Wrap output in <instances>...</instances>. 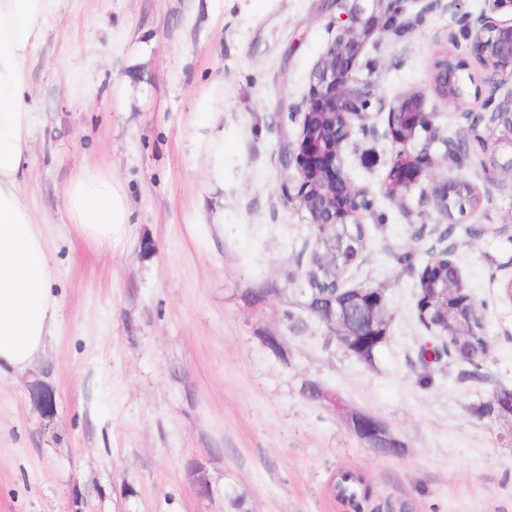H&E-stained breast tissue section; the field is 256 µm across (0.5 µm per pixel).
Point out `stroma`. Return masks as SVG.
<instances>
[{"mask_svg": "<svg viewBox=\"0 0 512 512\" xmlns=\"http://www.w3.org/2000/svg\"><path fill=\"white\" fill-rule=\"evenodd\" d=\"M485 0H440L405 36L371 39L357 74L395 97L424 90L435 61L464 44L461 15ZM339 10L319 0H59L29 61L39 114L24 191L51 224L62 189L85 166L125 193L128 231L102 248L56 241L62 322L37 368L0 380V512H346L333 483L346 470L374 490L373 512H512V425L474 407L512 388V182L476 167L436 169L477 186L481 204L440 239L429 206L405 211L380 187L402 144L379 117L355 133L345 171L368 188L367 247L344 287L386 291L389 333L366 365L329 341L306 307L301 269L314 244L299 182L280 161L297 139L310 76L334 39ZM469 59L466 98H428L441 140L459 139L488 94ZM224 149L213 186L207 148ZM482 226L480 238L466 235ZM454 252L483 302L487 383L462 385L443 360L418 382L427 333L416 270ZM413 254V270L396 261ZM281 337L285 357L262 339ZM341 408L309 399L307 383ZM55 393L46 418L29 391ZM367 412L402 443L376 454L347 423ZM214 490L199 497L197 477ZM244 493L242 510L225 486Z\"/></svg>", "mask_w": 512, "mask_h": 512, "instance_id": "obj_1", "label": "stroma"}]
</instances>
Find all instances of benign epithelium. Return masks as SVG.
Wrapping results in <instances>:
<instances>
[{
	"label": "benign epithelium",
	"instance_id": "benign-epithelium-1",
	"mask_svg": "<svg viewBox=\"0 0 512 512\" xmlns=\"http://www.w3.org/2000/svg\"><path fill=\"white\" fill-rule=\"evenodd\" d=\"M411 0H322L327 9H339L346 16L335 38L317 64L304 101L301 133L297 140L283 139L280 161L289 170L296 169L299 180L296 199L312 224H354L358 215L371 208L367 189L355 185L345 172L343 152L354 130L363 133L374 127V120L387 114L388 135L413 150L401 151L383 183V193L405 207L413 186L427 180L420 195L437 212L448 209V203L462 192L475 189L465 180H438L433 170L447 161L448 153L457 150L454 141L442 140L445 153H431L434 140L417 141L419 120L430 118L426 111V93L404 92L388 98L379 91L372 74H353L357 60L373 36L396 32L407 13ZM512 9V0H486V10L473 17H461L468 33L465 54L476 57L491 70L492 92L484 102V111L508 117V123L486 121L483 126H469L464 141L491 147L497 154L504 147L512 149V90L502 96L497 92L512 81V18L496 20L493 14ZM465 60L442 58L434 63L430 89L448 105H457L464 98L459 72ZM379 294L376 302L356 307L359 320L349 321L341 311L330 312V324L343 336H374L386 324V296L383 288H368ZM464 317L451 318L448 323L461 337L470 335V323L481 318L480 308L464 300ZM350 429L367 447L378 453L400 452L399 442L387 427L374 416L355 412L348 420Z\"/></svg>",
	"mask_w": 512,
	"mask_h": 512
}]
</instances>
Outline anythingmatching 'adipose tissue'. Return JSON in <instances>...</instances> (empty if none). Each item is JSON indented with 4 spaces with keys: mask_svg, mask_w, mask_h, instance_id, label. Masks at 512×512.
<instances>
[{
    "mask_svg": "<svg viewBox=\"0 0 512 512\" xmlns=\"http://www.w3.org/2000/svg\"><path fill=\"white\" fill-rule=\"evenodd\" d=\"M58 0H0V377L36 365L61 318L50 226L25 196L38 114L27 61ZM65 234L101 247L127 232V203L110 173L80 169L63 189Z\"/></svg>",
    "mask_w": 512,
    "mask_h": 512,
    "instance_id": "1",
    "label": "adipose tissue"
}]
</instances>
